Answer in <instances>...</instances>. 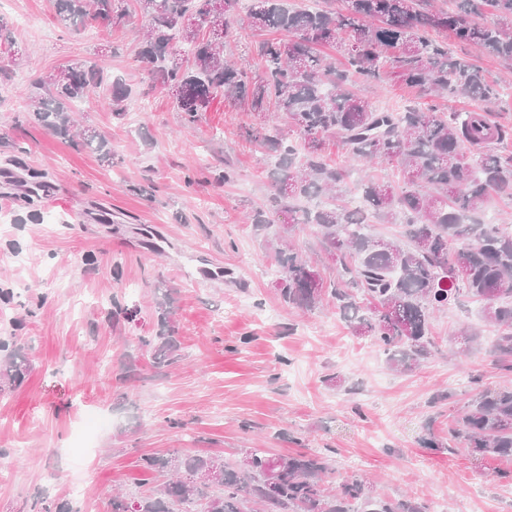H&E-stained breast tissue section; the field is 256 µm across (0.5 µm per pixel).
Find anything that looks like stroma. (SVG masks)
Segmentation results:
<instances>
[{
  "instance_id": "obj_1",
  "label": "stroma",
  "mask_w": 512,
  "mask_h": 512,
  "mask_svg": "<svg viewBox=\"0 0 512 512\" xmlns=\"http://www.w3.org/2000/svg\"><path fill=\"white\" fill-rule=\"evenodd\" d=\"M14 44L0 55V345L21 348L28 373L0 392V512H36L69 501L68 455L87 411L108 417L87 436L86 512H107L112 491L148 494L159 475L147 455L221 456L243 448L276 456L318 453L327 480L364 475L373 494L413 496L430 512H512V459H477L446 447L448 424L474 384L512 386L491 352L483 302L449 304L433 323L432 357L393 369L366 336L354 335L331 301L303 311L275 287L269 245L292 243L322 276L336 269L311 226L286 231L287 214L258 229L247 212L269 193L268 164L246 131L241 102L217 97L192 129L137 54L149 19L73 32L49 0H0ZM90 59L132 93L123 116L101 99L76 113L105 134L111 161L35 123H18L34 79ZM380 110L400 111L420 93L403 82H356ZM230 168L218 184L214 168ZM42 172L35 207L19 184ZM28 261L16 266L12 257ZM169 302L179 360L154 368L143 336L156 335ZM119 309L132 320L111 319ZM480 331L464 345L462 327ZM439 445L425 447L424 438Z\"/></svg>"
}]
</instances>
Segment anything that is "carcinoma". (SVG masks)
<instances>
[{"instance_id":"obj_1","label":"carcinoma","mask_w":512,"mask_h":512,"mask_svg":"<svg viewBox=\"0 0 512 512\" xmlns=\"http://www.w3.org/2000/svg\"><path fill=\"white\" fill-rule=\"evenodd\" d=\"M150 19L139 58L154 65L152 78L167 88L185 123L197 121L218 96L243 101L256 115L248 136L273 160L269 207L252 211L256 227L287 213L292 224L317 228L336 275H319L289 246L274 249L282 301L311 310L329 299L358 336H368L389 364L408 369L431 356L434 314L463 298L485 302L484 319L496 333L494 354L512 359V229L467 224L494 195L512 200V128L486 109L438 112L409 107L380 111L349 90L355 80L378 82L394 76L428 98L445 95L491 103L501 83L489 80L468 56L448 55L437 38L445 33L476 45L489 56L512 60V0H459L454 10L421 9L420 0H346L344 13L294 7L285 0H254L242 26L270 34L257 50L261 73L224 60L238 0H135ZM58 20L78 31L94 21L120 30L130 16L127 0H52ZM490 21L478 23L483 13ZM187 17L208 27L183 26ZM192 61L180 59L182 46ZM330 47L343 69L318 52ZM100 92L116 116L126 112L130 90L109 81L92 61L62 66L38 78L27 117L64 139H73L72 107ZM74 145L111 159L106 136L87 127ZM329 138L349 165L381 161L395 165L396 185L378 178L360 183L366 206L353 209L349 171L329 163ZM404 226L406 242L380 241L369 232L370 217ZM159 333L141 340L157 367H168L179 349L171 313L158 316ZM27 363L17 348L0 367L12 386ZM448 440L475 458L512 459V387H477L448 425ZM249 464L218 456H146L143 468L169 478L137 499L120 493L108 512H182L204 503L202 512H430L415 498L388 499L370 493L352 475L336 490L325 486L328 462L315 453L275 456L247 449Z\"/></svg>"}]
</instances>
